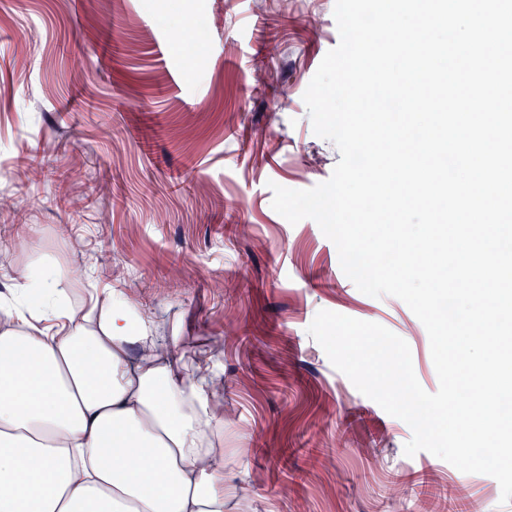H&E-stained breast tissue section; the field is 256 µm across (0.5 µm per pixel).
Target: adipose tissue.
I'll use <instances>...</instances> for the list:
<instances>
[{
	"instance_id": "ef3b65f1",
	"label": "adipose tissue",
	"mask_w": 512,
	"mask_h": 512,
	"mask_svg": "<svg viewBox=\"0 0 512 512\" xmlns=\"http://www.w3.org/2000/svg\"><path fill=\"white\" fill-rule=\"evenodd\" d=\"M0 303V512H224V380L185 374L128 290L66 301L48 259Z\"/></svg>"
}]
</instances>
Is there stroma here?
<instances>
[{
    "label": "stroma",
    "instance_id": "stroma-1",
    "mask_svg": "<svg viewBox=\"0 0 512 512\" xmlns=\"http://www.w3.org/2000/svg\"><path fill=\"white\" fill-rule=\"evenodd\" d=\"M335 0H0V247L80 270L72 298L125 288L182 338L217 349L224 512H512L495 478L421 451L410 427L337 371L307 333L319 310L409 345L427 392V331L400 299L361 293L318 224H290L270 183L309 189L341 155L303 94L339 42ZM200 34L194 56L178 35ZM40 151L80 175L72 217ZM188 175L181 189L170 176ZM70 227L69 237L58 234ZM427 477L452 499L426 500ZM20 163L26 168H35L41 172H45L48 177L53 178L57 182H60L63 186V189H65V193L63 196L59 197L58 204L62 208H67L68 206L73 208V197L67 189L71 179V173L68 170L59 171L48 168V164L44 159V155H41L38 151H36L35 154L31 155L30 157L23 158Z\"/></svg>",
    "mask_w": 512,
    "mask_h": 512
}]
</instances>
